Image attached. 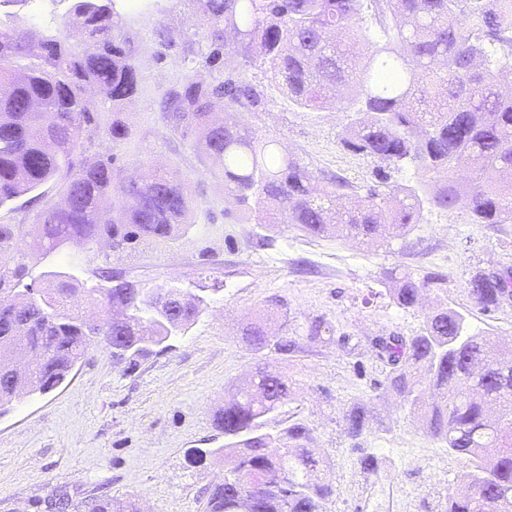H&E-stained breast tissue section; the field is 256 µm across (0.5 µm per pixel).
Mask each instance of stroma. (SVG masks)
I'll return each instance as SVG.
<instances>
[{
  "instance_id": "stroma-1",
  "label": "stroma",
  "mask_w": 512,
  "mask_h": 512,
  "mask_svg": "<svg viewBox=\"0 0 512 512\" xmlns=\"http://www.w3.org/2000/svg\"><path fill=\"white\" fill-rule=\"evenodd\" d=\"M70 6V0H18L0 8V24L57 28ZM204 32L188 0H152L149 8L126 12L123 33L140 76L139 92L122 114L130 135L119 144L106 135L112 115L94 92L88 100L95 122L83 131L87 154L114 156L119 176L150 164L185 185L193 220L188 233L120 254L102 242L74 244L29 260L23 281L42 287V273L56 267L92 284L109 268L148 288L207 290L211 304L188 332L137 363L117 359L103 344L90 345L60 387L0 409V512H61V498L68 503L62 512H90L94 500L105 497L134 504L137 512H206L212 486L224 480L216 453L224 434L215 415L234 385L259 365L294 382L293 400L269 427L300 421L310 428L334 487L321 512H440L468 463L421 430L388 389V369L370 345L376 336L418 332L435 294L401 308L383 273L438 278L470 333L510 344L512 300L486 316L472 309L468 288L477 272L512 268V224H475L466 210L431 209L405 245L390 248L309 237L290 224L270 232L253 224L246 208L226 194L198 136L172 134L160 112L163 93L187 71L183 55L162 46L161 34L199 42ZM224 66L265 100L263 111L243 113L250 130L275 137L281 151L317 174L339 175L358 187L373 181V162L341 143L347 112L296 108L233 47L224 51ZM63 185L55 179L38 195L0 206V224L17 225L18 242L27 241L36 213L63 200ZM271 308L278 313L276 340L252 350L238 330ZM316 321L327 330L308 338L307 327ZM282 339L291 341L289 351L278 349ZM355 405L365 409L366 430L353 441L342 416ZM367 454L377 457L378 472L361 469Z\"/></svg>"
}]
</instances>
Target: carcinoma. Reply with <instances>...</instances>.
Instances as JSON below:
<instances>
[{"label": "carcinoma", "instance_id": "cac0c4a2", "mask_svg": "<svg viewBox=\"0 0 512 512\" xmlns=\"http://www.w3.org/2000/svg\"><path fill=\"white\" fill-rule=\"evenodd\" d=\"M119 0H72L66 27L0 28V206L65 178L67 206L36 214L38 234L16 249L18 229L0 224V407L26 390L46 394L61 386L85 356L89 332L73 300L102 308V343L132 346L146 356L186 332L208 309V298L173 288L166 321L141 324L142 286L102 270L110 287L90 285L71 272L52 271L46 287L19 289L30 254L45 257L67 240L109 242L121 252L135 242L166 243L188 229L186 188L150 169L118 182L112 157L86 154L83 126L90 88L110 103L113 142L130 135L120 117L138 89L130 40L121 34ZM207 20L205 48L195 41L163 42L192 55L191 71L163 96V119L173 134L201 132L205 155L222 163L224 186L237 202H254L264 229L293 224L312 237L336 234L368 246H392L422 223L434 206L449 214L465 208L474 224H512V0H188ZM236 51L270 74L298 108L351 109L343 145L379 164L412 165L418 179L393 185L385 173L364 191L340 176L318 177L277 141L257 138L239 112L264 102L240 75L217 70L206 81L194 73L215 68L227 38ZM224 121L211 120L216 106ZM464 166L470 178L457 181ZM392 299L415 307L435 278L387 274ZM468 288L473 308L497 311L512 298V276L480 272ZM262 317L242 329L261 350L270 342ZM389 367V386L410 406L431 438L465 458V489L450 488L443 512H512V349L465 330V317L446 304L405 337L374 339ZM36 350L32 372L10 369V359ZM286 376L257 371L240 384L215 416L224 432V482L214 486L207 512H320L333 485L312 448L309 428L294 422L277 433L266 422L293 399ZM345 433L363 436L365 414H344ZM129 504L100 498L91 512H127Z\"/></svg>", "mask_w": 512, "mask_h": 512}]
</instances>
